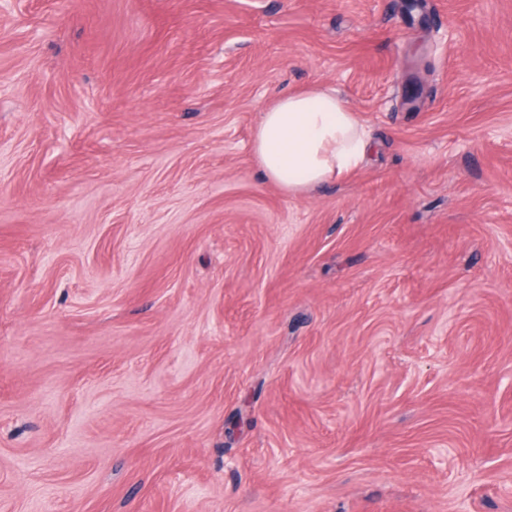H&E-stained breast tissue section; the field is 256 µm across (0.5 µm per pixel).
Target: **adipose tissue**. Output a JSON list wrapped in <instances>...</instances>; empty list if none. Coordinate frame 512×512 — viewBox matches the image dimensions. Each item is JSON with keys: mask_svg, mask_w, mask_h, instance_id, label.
Wrapping results in <instances>:
<instances>
[{"mask_svg": "<svg viewBox=\"0 0 512 512\" xmlns=\"http://www.w3.org/2000/svg\"><path fill=\"white\" fill-rule=\"evenodd\" d=\"M252 150L268 180L299 196L359 169L370 141L336 93L313 87L281 95L262 110Z\"/></svg>", "mask_w": 512, "mask_h": 512, "instance_id": "obj_1", "label": "adipose tissue"}]
</instances>
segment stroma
Here are the masks:
<instances>
[{"label":"stroma","mask_w":512,"mask_h":512,"mask_svg":"<svg viewBox=\"0 0 512 512\" xmlns=\"http://www.w3.org/2000/svg\"><path fill=\"white\" fill-rule=\"evenodd\" d=\"M0 512H512V0L0 10ZM252 150L268 180L300 196L359 169L370 141L336 93L313 87L283 94L262 110Z\"/></svg>","instance_id":"stroma-1"}]
</instances>
